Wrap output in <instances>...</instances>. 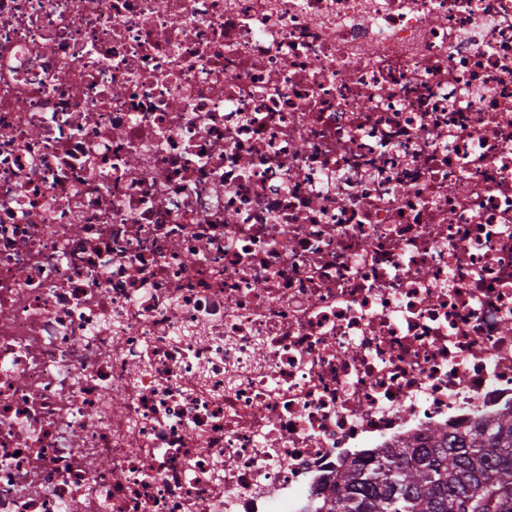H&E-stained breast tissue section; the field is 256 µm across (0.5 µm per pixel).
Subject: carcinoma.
Returning a JSON list of instances; mask_svg holds the SVG:
<instances>
[{
    "instance_id": "cac0c4a2",
    "label": "carcinoma",
    "mask_w": 512,
    "mask_h": 512,
    "mask_svg": "<svg viewBox=\"0 0 512 512\" xmlns=\"http://www.w3.org/2000/svg\"><path fill=\"white\" fill-rule=\"evenodd\" d=\"M315 512H512V409L353 461Z\"/></svg>"
}]
</instances>
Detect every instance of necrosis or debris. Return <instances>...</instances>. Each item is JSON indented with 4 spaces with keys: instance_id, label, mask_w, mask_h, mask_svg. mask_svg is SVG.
Segmentation results:
<instances>
[{
    "instance_id": "necrosis-or-debris-1",
    "label": "necrosis or debris",
    "mask_w": 512,
    "mask_h": 512,
    "mask_svg": "<svg viewBox=\"0 0 512 512\" xmlns=\"http://www.w3.org/2000/svg\"><path fill=\"white\" fill-rule=\"evenodd\" d=\"M512 407V0H0V512H312Z\"/></svg>"
}]
</instances>
